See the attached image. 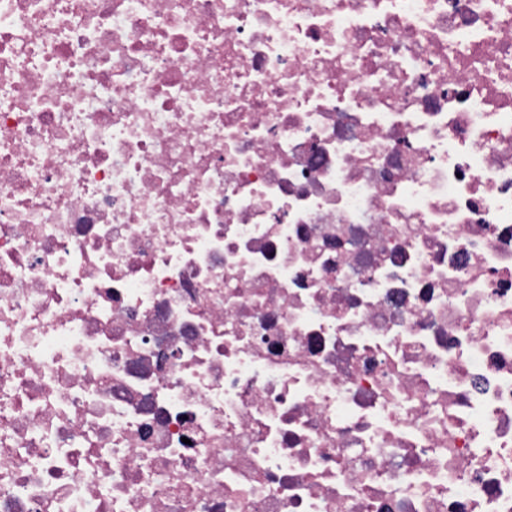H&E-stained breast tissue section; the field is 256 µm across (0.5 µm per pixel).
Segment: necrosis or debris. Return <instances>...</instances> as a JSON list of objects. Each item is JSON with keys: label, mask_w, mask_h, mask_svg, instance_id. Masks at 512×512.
Masks as SVG:
<instances>
[{"label": "necrosis or debris", "mask_w": 512, "mask_h": 512, "mask_svg": "<svg viewBox=\"0 0 512 512\" xmlns=\"http://www.w3.org/2000/svg\"><path fill=\"white\" fill-rule=\"evenodd\" d=\"M0 512H512V0H0Z\"/></svg>", "instance_id": "obj_1"}]
</instances>
